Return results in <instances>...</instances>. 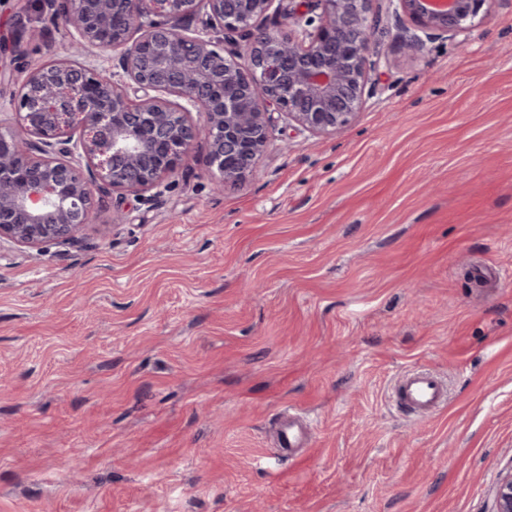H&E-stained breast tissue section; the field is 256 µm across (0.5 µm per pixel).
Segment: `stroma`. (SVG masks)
Segmentation results:
<instances>
[{
	"instance_id": "obj_1",
	"label": "stroma",
	"mask_w": 512,
	"mask_h": 512,
	"mask_svg": "<svg viewBox=\"0 0 512 512\" xmlns=\"http://www.w3.org/2000/svg\"><path fill=\"white\" fill-rule=\"evenodd\" d=\"M39 29L19 40L18 20ZM66 39L0 0L5 103ZM335 135L276 116L224 191L206 142L72 247L0 250V512H493L512 470V0L467 44L380 40ZM448 382L426 418L390 390ZM292 408L314 430L277 457Z\"/></svg>"
}]
</instances>
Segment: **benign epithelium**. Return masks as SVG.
Instances as JSON below:
<instances>
[{
  "mask_svg": "<svg viewBox=\"0 0 512 512\" xmlns=\"http://www.w3.org/2000/svg\"><path fill=\"white\" fill-rule=\"evenodd\" d=\"M387 2L396 41L415 52L436 38L466 43L493 0ZM303 5L44 0L67 54L29 68L0 104V248L76 245L97 191L155 201L201 138L222 187L255 171L276 113L313 136L349 125L378 91L382 15L373 0ZM272 15L276 25H262ZM102 52L117 65L94 63ZM495 501V512H512V472Z\"/></svg>",
  "mask_w": 512,
  "mask_h": 512,
  "instance_id": "7a95c632",
  "label": "benign epithelium"
}]
</instances>
